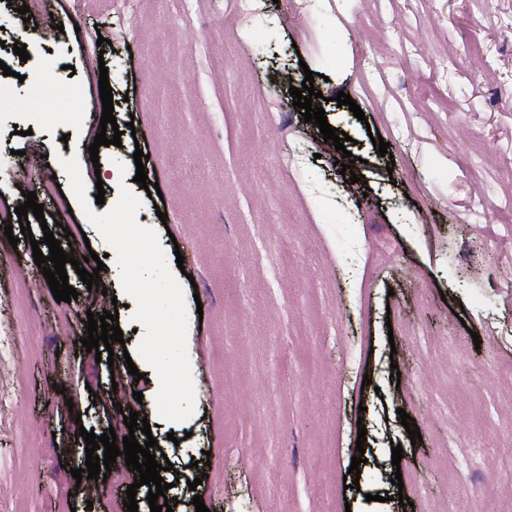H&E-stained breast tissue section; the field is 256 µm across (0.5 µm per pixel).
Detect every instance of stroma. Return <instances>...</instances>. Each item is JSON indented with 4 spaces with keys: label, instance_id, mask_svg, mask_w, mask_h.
<instances>
[{
    "label": "stroma",
    "instance_id": "obj_1",
    "mask_svg": "<svg viewBox=\"0 0 512 512\" xmlns=\"http://www.w3.org/2000/svg\"><path fill=\"white\" fill-rule=\"evenodd\" d=\"M25 4L57 13L63 30L27 42ZM258 4L240 16L234 0H196L183 19L175 0H142L130 29L112 0H0V61L12 70L0 75V215L27 192L44 214L17 245L0 232V512H127L135 470L95 491L71 471L86 462L80 428L128 436L130 409L151 425L138 443L156 438L173 465L163 478L174 512H196L197 494L209 512L512 506V387L498 371L512 364L501 339L512 331V0ZM102 34L110 50L87 56ZM103 73L117 124L135 131L94 163ZM309 74L315 106L351 138L355 184L293 104L290 87ZM341 92L363 118L338 106ZM138 149L159 194L134 180ZM71 157L88 183L96 168L120 169L142 202L138 223L168 262H184L195 386L184 421L158 413L116 259L60 165ZM47 226L103 256L101 286L69 272L78 298L59 303L30 278ZM112 309L123 341L99 362L80 339L89 315ZM362 426L365 462L349 487Z\"/></svg>",
    "mask_w": 512,
    "mask_h": 512
}]
</instances>
